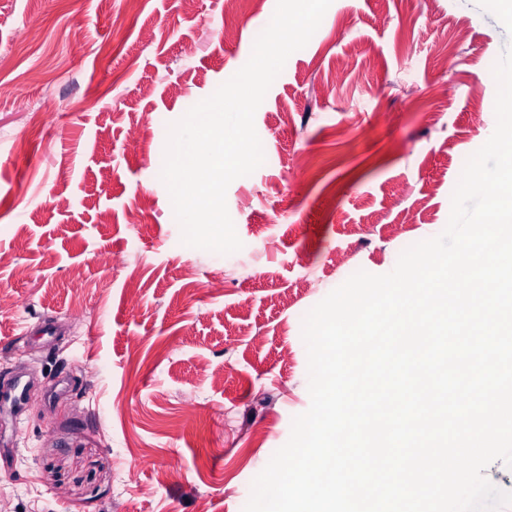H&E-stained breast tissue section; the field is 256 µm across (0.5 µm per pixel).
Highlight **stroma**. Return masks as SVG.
Wrapping results in <instances>:
<instances>
[{
	"label": "stroma",
	"instance_id": "obj_1",
	"mask_svg": "<svg viewBox=\"0 0 512 512\" xmlns=\"http://www.w3.org/2000/svg\"><path fill=\"white\" fill-rule=\"evenodd\" d=\"M275 6L138 0L116 30L123 0H0V386L30 387L0 415L5 512H243L310 406L306 314L446 227L512 38L477 0H332L255 112L263 164L226 192L249 262L183 243L168 127Z\"/></svg>",
	"mask_w": 512,
	"mask_h": 512
}]
</instances>
